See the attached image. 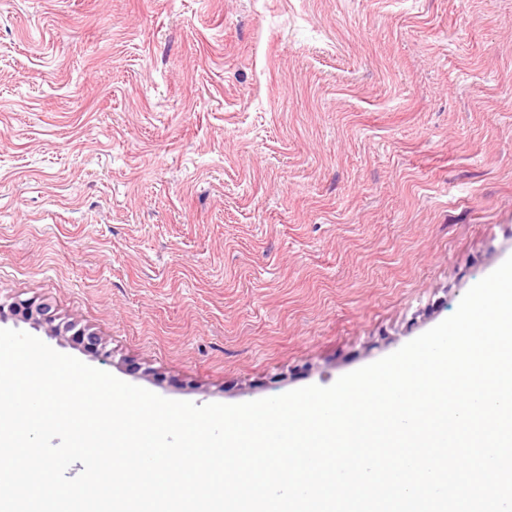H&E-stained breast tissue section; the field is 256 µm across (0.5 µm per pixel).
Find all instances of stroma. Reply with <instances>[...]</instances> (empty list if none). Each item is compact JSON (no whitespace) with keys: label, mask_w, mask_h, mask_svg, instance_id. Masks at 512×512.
<instances>
[{"label":"stroma","mask_w":512,"mask_h":512,"mask_svg":"<svg viewBox=\"0 0 512 512\" xmlns=\"http://www.w3.org/2000/svg\"><path fill=\"white\" fill-rule=\"evenodd\" d=\"M512 256V0H0V302L162 397L340 376ZM25 310V321H32L34 328H44L53 335H62L58 325H54V315L50 307L45 303H36L32 300L14 301L7 306L0 303V321H4L8 316L16 315L21 309Z\"/></svg>","instance_id":"35a3bbf8"}]
</instances>
